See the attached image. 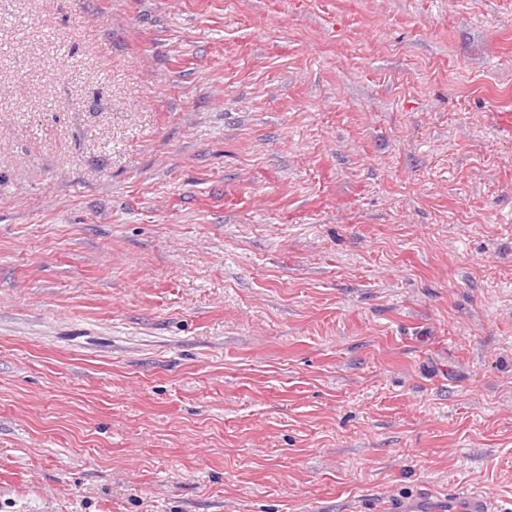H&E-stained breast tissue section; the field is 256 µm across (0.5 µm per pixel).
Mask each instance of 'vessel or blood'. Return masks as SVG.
Masks as SVG:
<instances>
[{"label":"vessel or blood","instance_id":"b4317fda","mask_svg":"<svg viewBox=\"0 0 512 512\" xmlns=\"http://www.w3.org/2000/svg\"><path fill=\"white\" fill-rule=\"evenodd\" d=\"M369 512H512L483 492L437 494L422 489L408 496H391Z\"/></svg>","mask_w":512,"mask_h":512}]
</instances>
